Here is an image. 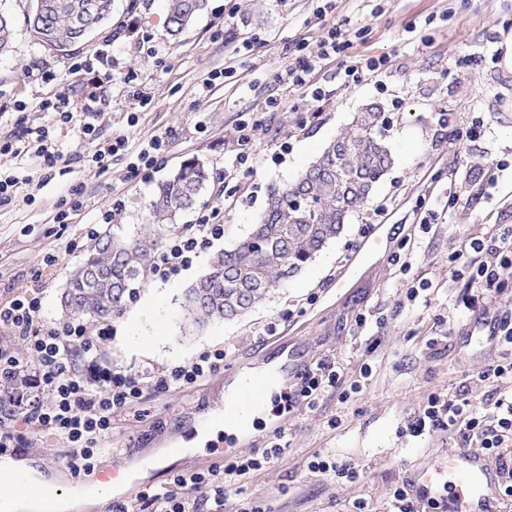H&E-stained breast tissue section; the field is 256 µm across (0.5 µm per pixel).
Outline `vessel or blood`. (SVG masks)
<instances>
[{
  "label": "vessel or blood",
  "mask_w": 512,
  "mask_h": 512,
  "mask_svg": "<svg viewBox=\"0 0 512 512\" xmlns=\"http://www.w3.org/2000/svg\"><path fill=\"white\" fill-rule=\"evenodd\" d=\"M289 366V357H282L226 397L224 413L215 423L228 433L223 442L214 443V450L239 446V435L245 430L240 407L257 410L264 406L269 392L287 394ZM500 478L499 468L491 465L488 456L459 443L449 449L444 465L417 473L414 493L423 500L443 501L447 512H497L492 495Z\"/></svg>",
  "instance_id": "vessel-or-blood-1"
}]
</instances>
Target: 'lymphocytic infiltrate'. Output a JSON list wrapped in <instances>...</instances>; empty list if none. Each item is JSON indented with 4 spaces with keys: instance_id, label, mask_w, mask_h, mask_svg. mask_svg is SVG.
<instances>
[{
    "instance_id": "f902f5d3",
    "label": "lymphocytic infiltrate",
    "mask_w": 512,
    "mask_h": 512,
    "mask_svg": "<svg viewBox=\"0 0 512 512\" xmlns=\"http://www.w3.org/2000/svg\"><path fill=\"white\" fill-rule=\"evenodd\" d=\"M223 234L224 227L216 223L214 213H202L193 233L166 240L150 268L151 275L165 279L191 265ZM466 246L470 283L482 293H491L499 286L501 269L512 265V226L493 244L472 238ZM42 309V297L36 291L0 305V326L25 342L40 389L36 395L22 394L17 412L0 419V447L20 444L26 430L48 432L67 443L71 469L88 473L105 451L113 411L138 399L144 376L103 361L98 339L86 320L48 326L41 320ZM223 362V351L200 354L189 366L156 377L155 386L167 390L196 383L216 372ZM436 429L452 431L464 441L478 444L485 453L503 457L512 447V392H501L490 411L465 398L432 396L410 431L418 436Z\"/></svg>"
}]
</instances>
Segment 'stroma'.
I'll return each mask as SVG.
<instances>
[{"label": "stroma", "mask_w": 512, "mask_h": 512, "mask_svg": "<svg viewBox=\"0 0 512 512\" xmlns=\"http://www.w3.org/2000/svg\"><path fill=\"white\" fill-rule=\"evenodd\" d=\"M32 0H0L13 23V42L0 55V142L35 143L48 129L63 159L61 173L35 188L31 201L0 209V304L37 290L42 320L62 315L58 298L91 242L84 225L99 223L113 198L125 206L111 227L138 237L147 203L158 185L188 160L204 161L210 179L199 209L176 215L175 233L189 231L200 210L217 209L224 235L178 275L146 278L121 314L109 318V361L131 372H162L223 350L224 364L201 382L167 391L145 386L139 399L112 416L111 450L118 464L130 449L167 446L196 419L224 407V380L252 371L282 351L294 357L288 392L291 410L270 402L282 417L280 432L264 418L254 442L236 456H262L276 439L285 446L260 470L224 481V512L257 501L269 512H388L396 488L415 473L445 460L456 436L431 430L414 437L409 426L432 395L470 397L492 409L494 391L512 379L477 384L501 361L506 346L493 336L502 314H512V268L502 285L479 302L461 276L457 253L466 239L486 241L512 225V0H203L179 35L166 28V0H113L109 21L66 53L37 41L28 25ZM349 21L357 34L347 55L385 57L384 71L354 84L343 59L317 64L311 75L322 98L313 101L275 81L323 38V20ZM105 52L112 72L103 80L93 112L74 110L70 122L38 109L41 98L64 92L79 102L89 76L71 63ZM221 76L210 94L202 81ZM379 105L394 164L371 199L351 214L332 240L286 286L245 315L196 330L185 319L184 292L204 272L213 252L244 238L262 215L268 190L293 182L346 128L357 112ZM259 122L252 167L233 169L236 130L246 114ZM484 130L466 131L475 117ZM93 125L92 139L81 136ZM127 136L129 150L97 172L90 157L97 143ZM169 146L150 182L131 178L132 150L151 137ZM81 160H74V153ZM84 184L95 206L74 216L64 237L48 223L55 203ZM412 254L402 273L395 255ZM57 255L47 265L48 255ZM429 287L407 300L408 285ZM366 316L357 328V316ZM276 322L275 335L264 331ZM334 365L336 387L319 392L315 406L299 399L305 375ZM372 373L362 377V366ZM355 463L356 479L312 469L315 457ZM208 455L185 457L151 470L148 482L173 489L179 474L223 471Z\"/></svg>", "instance_id": "1"}]
</instances>
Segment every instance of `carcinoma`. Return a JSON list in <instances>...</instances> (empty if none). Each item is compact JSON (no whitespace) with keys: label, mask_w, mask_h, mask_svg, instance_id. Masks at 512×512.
Returning <instances> with one entry per match:
<instances>
[{"label":"carcinoma","mask_w":512,"mask_h":512,"mask_svg":"<svg viewBox=\"0 0 512 512\" xmlns=\"http://www.w3.org/2000/svg\"><path fill=\"white\" fill-rule=\"evenodd\" d=\"M201 7L202 0H168V30L178 34ZM111 13L112 0H33L27 24L39 42L62 51L84 40ZM11 35V18L0 12V54L10 51ZM384 127L379 108L357 113L294 182L269 189L265 211L248 237L213 256L184 293L183 308L194 328L246 313L341 234L347 217L364 206L393 164ZM208 179L203 162H187L158 186L143 235L128 241L108 229L99 234L65 285L62 312L71 318L119 312L176 213L195 205Z\"/></svg>","instance_id":"obj_1"}]
</instances>
